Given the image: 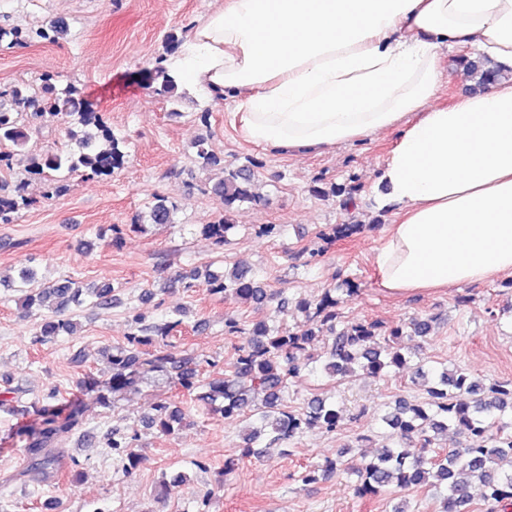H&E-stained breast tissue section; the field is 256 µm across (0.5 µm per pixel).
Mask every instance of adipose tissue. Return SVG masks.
Instances as JSON below:
<instances>
[{"label": "adipose tissue", "mask_w": 512, "mask_h": 512, "mask_svg": "<svg viewBox=\"0 0 512 512\" xmlns=\"http://www.w3.org/2000/svg\"><path fill=\"white\" fill-rule=\"evenodd\" d=\"M454 46L512 69V0H227L165 67L286 153L419 112L382 169L398 219L375 266L390 293H428L512 274V84L428 108Z\"/></svg>", "instance_id": "adipose-tissue-1"}]
</instances>
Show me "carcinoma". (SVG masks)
<instances>
[{
	"label": "carcinoma",
	"instance_id": "cac0c4a2",
	"mask_svg": "<svg viewBox=\"0 0 512 512\" xmlns=\"http://www.w3.org/2000/svg\"><path fill=\"white\" fill-rule=\"evenodd\" d=\"M463 71L483 89L494 79V71L480 61H466ZM157 75L162 77L157 92L173 103L178 102L179 84L164 75L162 66L158 67ZM8 101L7 107L0 103V145L9 143L11 151L0 152V167L10 166L13 157L21 155L32 173H58L48 183L49 193L54 195L66 189L63 180L71 173L109 175L122 166L124 153L119 148V139L84 101V92L78 86L70 84L58 89L46 83L33 90L18 85L10 90ZM29 117L45 123L64 120L70 124L69 136L75 147L46 153L30 151L31 134L41 133L43 127L30 128ZM195 147L201 166L221 164L206 139H197ZM256 166L258 162L252 160L236 170L223 171L212 193L224 210L258 199ZM25 205L19 191L10 192L0 184V221H10ZM173 214L174 206L157 197L148 212V222L157 226L171 224ZM230 229L231 224L224 217L202 225V232L218 246L224 245ZM199 279L209 292L250 303L258 310L274 300V294L258 285L252 268L243 263L235 264L227 273L209 272L203 278L196 269L175 276V281L186 289L195 287ZM114 297L115 288L109 285L84 287L69 279L25 296L24 302L29 307L37 305L51 310L37 335L41 343L76 332L77 323L60 319L57 314L84 304L110 305ZM297 308L304 313L305 320L291 329L265 319L248 329L239 323L228 325V333L242 337L244 343L237 347L222 377L205 383L208 392L199 396L214 405L224 419L246 423L242 436L245 456L255 453L259 444L265 448L282 445L309 428L336 430L340 414L335 402L314 399L301 410L284 404L288 380L315 370L309 354L315 340H324L323 369L329 375L349 378L362 372L379 378L406 366V329L422 339L432 330L430 319H415L408 327L400 324L390 328L375 321H351L338 330L336 298L329 293L315 304L301 300ZM181 324L178 318L161 324L151 322L145 311L132 308L125 342L112 347L110 354L112 375L108 387L112 392L132 387L149 374L183 392L190 393L205 385L191 367L193 358L178 359L167 350V338ZM431 372L435 376L429 380L423 367L417 370V375L427 380V397L423 402L412 404L400 399L382 416L391 429V443L376 455L363 458L355 468L361 479L358 494L371 498L385 491L428 486L439 494L442 512H469L472 491L479 485L485 512H503L512 504V471L500 470L496 465L512 459V383L482 385L462 370H450L445 365L433 367ZM151 411L150 425L164 436H173L186 425L185 408L172 401L159 402ZM81 427L80 409L64 405L43 420L40 427L28 431L21 448L26 472L41 481L54 476L61 466L56 448ZM450 428L463 438L461 447L432 449L438 436ZM136 434L134 427L126 426L114 427L105 435L112 450L124 457L128 472L140 464V457L129 451Z\"/></svg>",
	"mask_w": 512,
	"mask_h": 512
}]
</instances>
